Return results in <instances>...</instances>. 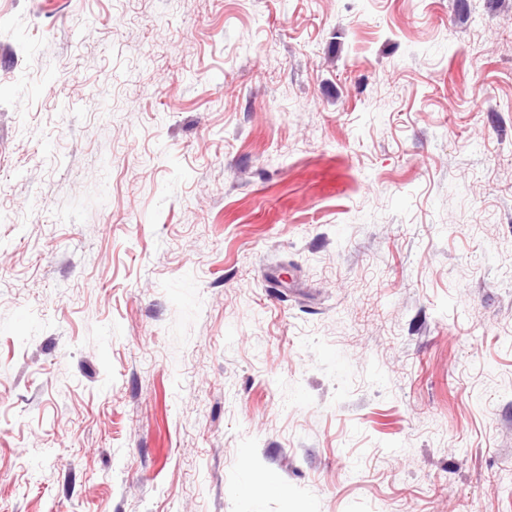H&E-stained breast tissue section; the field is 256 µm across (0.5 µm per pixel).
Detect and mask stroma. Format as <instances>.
Masks as SVG:
<instances>
[{"instance_id": "1", "label": "stroma", "mask_w": 512, "mask_h": 512, "mask_svg": "<svg viewBox=\"0 0 512 512\" xmlns=\"http://www.w3.org/2000/svg\"><path fill=\"white\" fill-rule=\"evenodd\" d=\"M0 512H512V0H0Z\"/></svg>"}]
</instances>
